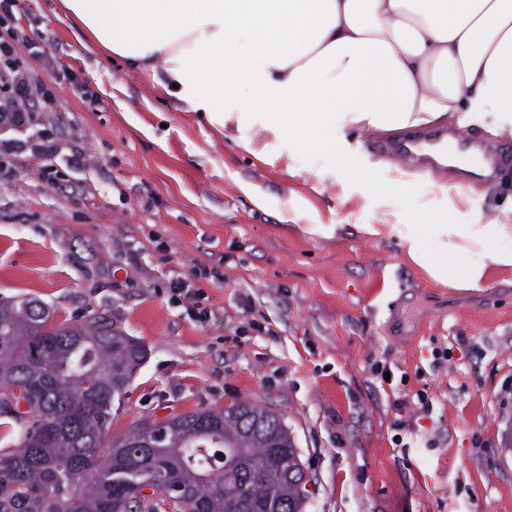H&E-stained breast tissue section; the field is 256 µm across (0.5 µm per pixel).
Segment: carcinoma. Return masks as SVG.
Wrapping results in <instances>:
<instances>
[{"label":"carcinoma","instance_id":"obj_1","mask_svg":"<svg viewBox=\"0 0 512 512\" xmlns=\"http://www.w3.org/2000/svg\"><path fill=\"white\" fill-rule=\"evenodd\" d=\"M145 346L105 316L54 327L38 301H0V512H281L302 510L297 448L277 414L242 401L144 421L107 441ZM153 494L141 496L142 488Z\"/></svg>","mask_w":512,"mask_h":512}]
</instances>
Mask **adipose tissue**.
Wrapping results in <instances>:
<instances>
[{
	"instance_id": "ef3b65f1",
	"label": "adipose tissue",
	"mask_w": 512,
	"mask_h": 512,
	"mask_svg": "<svg viewBox=\"0 0 512 512\" xmlns=\"http://www.w3.org/2000/svg\"><path fill=\"white\" fill-rule=\"evenodd\" d=\"M91 43L216 132L252 121L291 149L349 169L367 193L414 195L393 165L377 182L355 160L344 125L395 133L447 121L512 137V0H62ZM410 224H361L397 237L436 286L480 293L512 274V210L461 224L434 197L463 184L428 178Z\"/></svg>"
}]
</instances>
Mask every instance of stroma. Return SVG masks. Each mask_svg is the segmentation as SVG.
Returning <instances> with one entry per match:
<instances>
[{"label": "stroma", "instance_id": "1", "mask_svg": "<svg viewBox=\"0 0 512 512\" xmlns=\"http://www.w3.org/2000/svg\"><path fill=\"white\" fill-rule=\"evenodd\" d=\"M14 14L52 94L31 101V124L54 147L0 171V300L28 295L56 325L102 314L145 345L108 439L251 400L288 427L303 512H512V284L432 285L398 238L356 230L408 223L427 186L365 196L344 167L248 127L288 156L263 164L236 127L198 125L150 75L91 48L60 0H20ZM343 134L371 179L390 178L382 137ZM78 152L88 164L67 168ZM295 194L338 235L287 221ZM177 278L201 289L205 316L172 299ZM417 393L427 410H398Z\"/></svg>", "mask_w": 512, "mask_h": 512}]
</instances>
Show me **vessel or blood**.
Masks as SVG:
<instances>
[{
	"mask_svg": "<svg viewBox=\"0 0 512 512\" xmlns=\"http://www.w3.org/2000/svg\"><path fill=\"white\" fill-rule=\"evenodd\" d=\"M455 138L462 149L476 148L483 160L482 175L484 178H491L501 154L497 146L474 144L471 137L449 135L447 130L430 128L426 132L395 141L390 144L389 149L398 155L403 161L421 169L429 168L435 161V155L439 147L448 138Z\"/></svg>",
	"mask_w": 512,
	"mask_h": 512,
	"instance_id": "vessel-or-blood-1",
	"label": "vessel or blood"
}]
</instances>
